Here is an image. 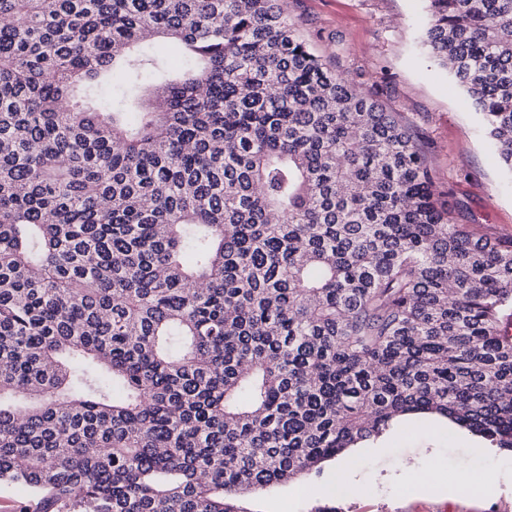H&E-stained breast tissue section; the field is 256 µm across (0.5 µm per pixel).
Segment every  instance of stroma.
I'll use <instances>...</instances> for the list:
<instances>
[{
    "label": "stroma",
    "instance_id": "1",
    "mask_svg": "<svg viewBox=\"0 0 512 512\" xmlns=\"http://www.w3.org/2000/svg\"><path fill=\"white\" fill-rule=\"evenodd\" d=\"M285 3L297 35L317 55L357 81L379 84L382 103L418 136L457 222L483 236H512V176L471 98L422 44L425 0ZM357 450L352 480L360 493L337 492L331 461L309 477L249 495L244 505L248 512H512L511 475L500 476L492 495L457 497L425 491L418 478L400 471L402 457L423 455L443 468L446 480L462 471L483 479L495 462L473 452L469 432L418 417Z\"/></svg>",
    "mask_w": 512,
    "mask_h": 512
}]
</instances>
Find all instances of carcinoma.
Instances as JSON below:
<instances>
[{"label": "carcinoma", "instance_id": "1", "mask_svg": "<svg viewBox=\"0 0 512 512\" xmlns=\"http://www.w3.org/2000/svg\"><path fill=\"white\" fill-rule=\"evenodd\" d=\"M429 3L512 173V0ZM378 91L284 0H0V485L247 512L418 413L512 451V238Z\"/></svg>", "mask_w": 512, "mask_h": 512}]
</instances>
